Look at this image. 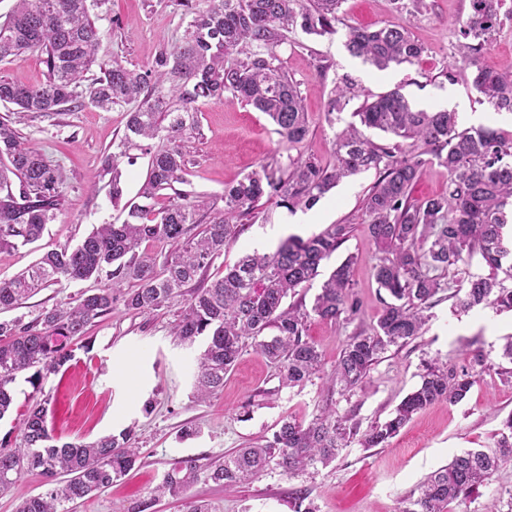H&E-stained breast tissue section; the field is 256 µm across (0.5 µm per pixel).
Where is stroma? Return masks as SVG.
<instances>
[{"instance_id":"35a3bbf8","label":"stroma","mask_w":512,"mask_h":512,"mask_svg":"<svg viewBox=\"0 0 512 512\" xmlns=\"http://www.w3.org/2000/svg\"><path fill=\"white\" fill-rule=\"evenodd\" d=\"M470 11V0H343L335 34L290 33L277 55L301 92L309 118L306 140L288 144L267 115L230 95L201 106L198 131L186 155L183 191L217 198L226 185L257 165L275 169L301 155L333 164L335 129L326 120V107L344 77L354 83L355 95L340 113L342 123L352 122L367 96L396 88L418 110L450 111L464 104L468 113L459 116V129L471 128L468 116L478 113L487 126L511 136L512 112H494L474 88L471 70L451 67L464 41L458 23ZM500 20L480 63L512 72V0H505ZM188 21L177 0H109L99 13L104 33L100 55L146 66L163 45L182 36ZM391 22L405 25L423 44L425 52L418 61L379 70L347 50L351 28ZM5 113L25 142L58 168L64 203L38 245L0 251V280L24 271L41 253L75 246L96 225L120 218L121 209L113 205L101 169L126 122L124 108L105 112L89 104L52 114L10 113L0 105V115ZM377 178L372 169L345 178L309 210L291 212L276 200L265 201L255 216L244 219L236 242L215 259L201 286L221 278L225 266L243 254L274 252L282 238L273 229L290 217H299L295 234L303 239L332 224L352 225L348 240L323 263L320 278L298 291L305 303H312L323 277L354 256L350 276L362 303L358 322L314 319L308 324V337L321 351L325 371H332L356 327L374 326L383 307L373 272L376 248L366 233L368 217L362 207ZM309 214L317 216V223H304ZM97 286L92 279L51 286L0 313V322H31L43 310ZM179 309L175 303L134 314L114 306L90 328L92 349L72 342L74 357L65 372L47 378L38 389L30 383L29 372L18 374L11 411L0 420V443L18 445L21 413L45 398L50 401L48 425L60 442H90L127 428L137 435L140 465L106 491L74 504L72 512H135L146 501L149 512H189L190 502L199 498L210 501L214 512H292L289 502L299 490L307 492L319 512H404L409 492L453 456L469 449H493L502 419L512 413V382L490 371L478 378L461 403L437 402L414 415L386 447L365 448L354 442L314 474L291 477L274 466L258 480L233 488L201 482L180 496L155 502L151 491L174 461L191 459L208 467L246 443L271 438L283 418L308 421L325 408L354 416L361 428H368L389 418L419 385L426 363L466 368L470 360L460 350L469 342L498 365L503 345L512 338V310L477 307L463 312L447 297L430 309L421 337L381 354L351 392L328 389L319 379L302 387L282 386L275 365L250 347L225 376L223 391L199 401L194 397V361L205 342L197 340L190 348L177 344L170 328ZM190 425L200 427V435L181 438V428Z\"/></svg>"}]
</instances>
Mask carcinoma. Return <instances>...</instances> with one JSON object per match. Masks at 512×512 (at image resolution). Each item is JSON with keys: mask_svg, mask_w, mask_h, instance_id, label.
I'll list each match as a JSON object with an SVG mask.
<instances>
[{"mask_svg": "<svg viewBox=\"0 0 512 512\" xmlns=\"http://www.w3.org/2000/svg\"><path fill=\"white\" fill-rule=\"evenodd\" d=\"M107 0H15L0 22V61L43 56L44 78L20 85L0 77V103L22 112H65L89 103L102 111L128 106L126 130L115 151L105 155L112 202L122 199V162L133 163L136 149L149 156L137 199L122 207L121 223L101 224L77 246L45 252L28 269L0 281V311L22 304L38 290L63 281L101 279L91 294L45 310L32 323L0 322V419L13 404L11 384L32 369L39 386L72 359L70 343L85 337L95 320L121 304L147 313L180 305L172 334L191 345L209 338L195 373L197 399L224 388V376L248 345L279 369L282 384L303 386L320 374L322 354L308 339L313 318L356 319L362 304L352 291L350 256L323 283L311 306L284 300L319 276L322 262L349 238V224H331L306 240L291 237L272 254L242 257L206 288L193 283L240 233L239 218L251 215L262 198H276L289 210L316 205L344 177L370 169L379 177L363 198L366 232L378 251L374 277L387 294L372 328L348 339L330 378L347 392L369 375L379 354L423 334L426 312L439 294L454 289L462 311L475 307L512 309V287L498 279L502 259L512 257L505 243L507 207H512V139L486 126L458 130L456 114L414 110L399 90L365 101L355 116L360 124L392 136L378 144L350 123L336 132L335 163L311 157L289 159L279 174L265 164L224 188V205L175 189L186 183V147L195 138L200 106L231 94L267 115L290 144L308 134L307 112L297 85L280 64L276 48L297 29L323 36L336 33L342 0H206L202 9L182 0L191 15L182 37L165 46L145 67H129L98 56L103 33L97 10ZM504 0H471V14L460 22L463 68H473V86L494 111L512 112V75L479 65L499 21ZM348 49L383 70L411 63L424 47L401 24L354 28ZM351 87L336 86L326 108L334 124L349 101ZM448 170V192L421 202L411 192L426 164ZM174 191L159 209L162 191ZM64 190L58 169L26 144L10 120L0 116V251L39 241L61 210ZM155 242L158 254L141 249ZM479 255L491 269L473 274ZM454 273L456 279L448 280ZM490 370L486 356L472 352L470 368L428 365L418 387L392 417L359 433L349 416L323 411L309 423L284 418L272 439L224 456L200 469L193 460L171 464L144 509L160 498L176 497L204 481L232 487L261 476L270 464L290 477L315 471L336 459L353 440L364 448L384 446L419 411L446 401L461 402ZM47 402H37L20 422L15 448H0V491L12 489L24 472L45 478L46 492L21 500L16 512H69L68 505L97 494L132 470L139 459L134 431L126 429L92 442L56 443L47 424ZM495 450H468L431 473L410 492L403 512H447L471 496L499 469L512 462V414L496 433Z\"/></svg>", "mask_w": 512, "mask_h": 512, "instance_id": "cac0c4a2", "label": "carcinoma"}]
</instances>
